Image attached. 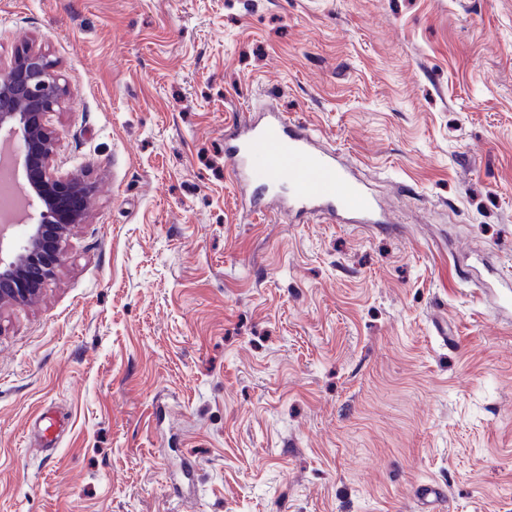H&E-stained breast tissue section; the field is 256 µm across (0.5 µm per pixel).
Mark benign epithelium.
Masks as SVG:
<instances>
[{
	"mask_svg": "<svg viewBox=\"0 0 512 512\" xmlns=\"http://www.w3.org/2000/svg\"><path fill=\"white\" fill-rule=\"evenodd\" d=\"M69 96L56 61L35 47L18 50L0 70V138L23 159L26 184L38 199L41 222L31 226L22 248L0 255V306L32 301L61 264V242L84 220L92 188L79 175H58L50 159L55 140L43 117Z\"/></svg>",
	"mask_w": 512,
	"mask_h": 512,
	"instance_id": "obj_1",
	"label": "benign epithelium"
}]
</instances>
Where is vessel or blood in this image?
<instances>
[{
  "label": "vessel or blood",
  "instance_id": "vessel-or-blood-1",
  "mask_svg": "<svg viewBox=\"0 0 512 512\" xmlns=\"http://www.w3.org/2000/svg\"><path fill=\"white\" fill-rule=\"evenodd\" d=\"M225 157L236 181L287 185L280 208L291 221L320 212L339 224H370L379 211L378 201L336 154L321 148L309 129L274 106H264L260 119L226 138Z\"/></svg>",
  "mask_w": 512,
  "mask_h": 512
}]
</instances>
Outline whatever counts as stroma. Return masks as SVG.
<instances>
[{"label": "stroma", "instance_id": "obj_1", "mask_svg": "<svg viewBox=\"0 0 512 512\" xmlns=\"http://www.w3.org/2000/svg\"><path fill=\"white\" fill-rule=\"evenodd\" d=\"M28 44L93 190L0 307V512H512V0H0ZM265 101L384 224L234 182Z\"/></svg>", "mask_w": 512, "mask_h": 512}]
</instances>
